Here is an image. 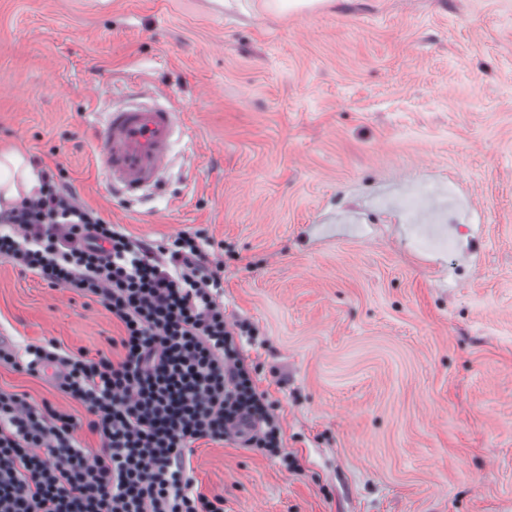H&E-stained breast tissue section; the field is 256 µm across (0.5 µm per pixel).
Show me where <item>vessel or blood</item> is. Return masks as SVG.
Returning a JSON list of instances; mask_svg holds the SVG:
<instances>
[{
  "mask_svg": "<svg viewBox=\"0 0 512 512\" xmlns=\"http://www.w3.org/2000/svg\"><path fill=\"white\" fill-rule=\"evenodd\" d=\"M154 99V92L138 91L98 122L96 156L107 183L130 197L159 184L174 144L190 135L180 112Z\"/></svg>",
  "mask_w": 512,
  "mask_h": 512,
  "instance_id": "1",
  "label": "vessel or blood"
}]
</instances>
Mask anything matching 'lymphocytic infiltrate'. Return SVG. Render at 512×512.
Segmentation results:
<instances>
[{
    "mask_svg": "<svg viewBox=\"0 0 512 512\" xmlns=\"http://www.w3.org/2000/svg\"><path fill=\"white\" fill-rule=\"evenodd\" d=\"M36 196L0 211V258L52 288L99 302L123 327L119 359H89L56 342L0 345V364L36 373L57 364L58 391L91 419L0 390V512H224L198 491L192 448L237 433L243 447L281 457L276 404L255 384L246 321L224 315V262L204 231L132 236L83 205L44 169ZM98 434L89 452L75 433Z\"/></svg>",
    "mask_w": 512,
    "mask_h": 512,
    "instance_id": "lymphocytic-infiltrate-1",
    "label": "lymphocytic infiltrate"
}]
</instances>
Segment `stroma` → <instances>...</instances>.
<instances>
[{"instance_id":"stroma-1","label":"stroma","mask_w":512,"mask_h":512,"mask_svg":"<svg viewBox=\"0 0 512 512\" xmlns=\"http://www.w3.org/2000/svg\"><path fill=\"white\" fill-rule=\"evenodd\" d=\"M143 87L194 135L149 196L94 142ZM133 236L205 230L300 468L196 443L224 512H512V0H0V150ZM435 188L420 211L401 200ZM452 236L457 252H421ZM96 297L0 259V341L118 357ZM84 416L43 378L0 390Z\"/></svg>"}]
</instances>
